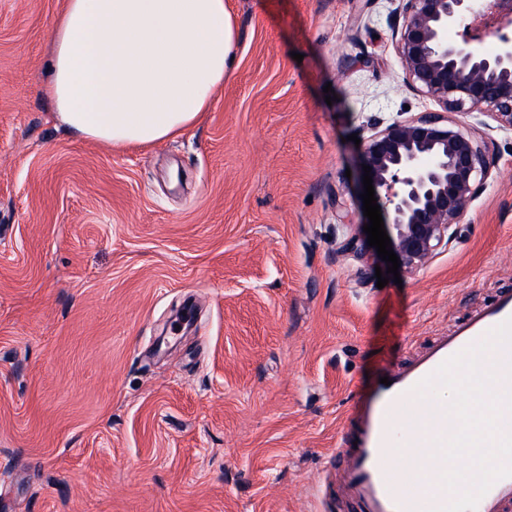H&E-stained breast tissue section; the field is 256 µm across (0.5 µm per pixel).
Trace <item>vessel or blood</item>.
<instances>
[{
	"label": "vessel or blood",
	"instance_id": "obj_1",
	"mask_svg": "<svg viewBox=\"0 0 512 512\" xmlns=\"http://www.w3.org/2000/svg\"><path fill=\"white\" fill-rule=\"evenodd\" d=\"M512 318V294L470 314L451 335L410 363L390 370L353 424L352 441L336 451L338 512H433L452 498L440 478L424 483L433 442L450 429L444 400H423L416 386L444 361ZM476 512H512V477L496 481Z\"/></svg>",
	"mask_w": 512,
	"mask_h": 512
}]
</instances>
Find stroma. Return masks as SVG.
Returning <instances> with one entry per match:
<instances>
[{
  "mask_svg": "<svg viewBox=\"0 0 512 512\" xmlns=\"http://www.w3.org/2000/svg\"><path fill=\"white\" fill-rule=\"evenodd\" d=\"M64 4L0 0V512H336L318 483L380 377L512 291V135L475 125L486 189L381 288L339 253L362 144L439 109L398 0H226L210 111L123 149L44 94Z\"/></svg>",
  "mask_w": 512,
  "mask_h": 512,
  "instance_id": "35a3bbf8",
  "label": "stroma"
}]
</instances>
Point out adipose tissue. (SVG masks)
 Listing matches in <instances>:
<instances>
[{"instance_id": "obj_1", "label": "adipose tissue", "mask_w": 512, "mask_h": 512, "mask_svg": "<svg viewBox=\"0 0 512 512\" xmlns=\"http://www.w3.org/2000/svg\"><path fill=\"white\" fill-rule=\"evenodd\" d=\"M225 0H66L45 87L65 130L108 147L192 128L233 68Z\"/></svg>"}]
</instances>
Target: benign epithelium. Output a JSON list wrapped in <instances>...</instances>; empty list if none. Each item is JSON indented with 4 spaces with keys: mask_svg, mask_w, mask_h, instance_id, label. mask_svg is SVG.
Masks as SVG:
<instances>
[{
    "mask_svg": "<svg viewBox=\"0 0 512 512\" xmlns=\"http://www.w3.org/2000/svg\"><path fill=\"white\" fill-rule=\"evenodd\" d=\"M400 2L396 53L408 84L442 112L388 122L370 137L365 164L392 249L413 270L448 246L493 168V142L450 115L488 116L512 133V31L499 18L474 25L478 0ZM489 37L491 52L484 49ZM371 251L359 230L341 248L359 260Z\"/></svg>",
    "mask_w": 512,
    "mask_h": 512,
    "instance_id": "1",
    "label": "benign epithelium"
}]
</instances>
